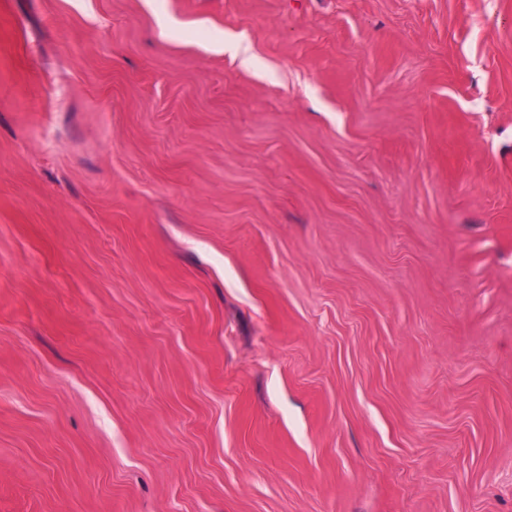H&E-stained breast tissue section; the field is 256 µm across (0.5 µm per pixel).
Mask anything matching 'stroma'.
Segmentation results:
<instances>
[{"mask_svg": "<svg viewBox=\"0 0 512 512\" xmlns=\"http://www.w3.org/2000/svg\"><path fill=\"white\" fill-rule=\"evenodd\" d=\"M0 512H512V0H0Z\"/></svg>", "mask_w": 512, "mask_h": 512, "instance_id": "35a3bbf8", "label": "stroma"}]
</instances>
